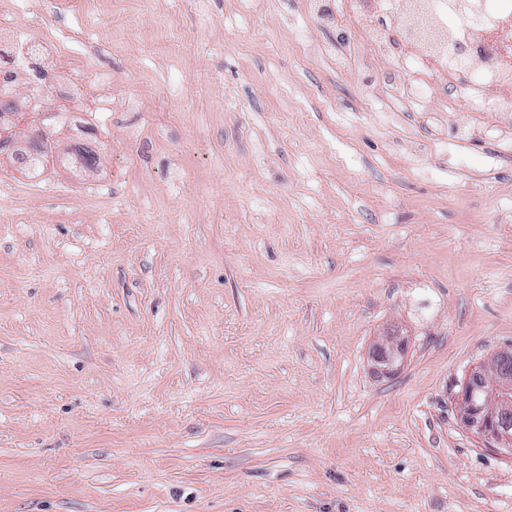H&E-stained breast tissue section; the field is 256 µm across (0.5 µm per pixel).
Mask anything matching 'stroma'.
Returning <instances> with one entry per match:
<instances>
[{
  "label": "stroma",
  "mask_w": 512,
  "mask_h": 512,
  "mask_svg": "<svg viewBox=\"0 0 512 512\" xmlns=\"http://www.w3.org/2000/svg\"><path fill=\"white\" fill-rule=\"evenodd\" d=\"M47 3L136 106L74 101L91 169L0 158V512H512L458 400L512 346L486 113L363 103L305 0ZM384 336L373 348L371 358L377 370L391 375L396 373L402 365L407 341L394 332H387Z\"/></svg>",
  "instance_id": "stroma-1"
}]
</instances>
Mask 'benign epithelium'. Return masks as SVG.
<instances>
[{
    "mask_svg": "<svg viewBox=\"0 0 512 512\" xmlns=\"http://www.w3.org/2000/svg\"><path fill=\"white\" fill-rule=\"evenodd\" d=\"M407 348L404 337L389 332L373 348L376 369L391 375L403 362ZM512 347L501 348L472 370L461 398V419L478 438L512 457V412L503 405L501 393L512 389Z\"/></svg>",
    "mask_w": 512,
    "mask_h": 512,
    "instance_id": "7a95c632",
    "label": "benign epithelium"
}]
</instances>
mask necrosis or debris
I'll return each mask as SVG.
<instances>
[{
    "mask_svg": "<svg viewBox=\"0 0 512 512\" xmlns=\"http://www.w3.org/2000/svg\"><path fill=\"white\" fill-rule=\"evenodd\" d=\"M387 9L396 27L385 23ZM33 12L34 0H17L14 13L0 18V94L23 78L39 95L63 87L94 111H109V104L98 101L82 57L51 28L24 32ZM308 12L319 24L336 27L337 71L365 69V44L387 61L383 84L362 85L364 103H372L384 86L427 112L430 86L440 80L470 111L494 113L499 127L512 128V94H488L493 86L512 87V0H339L334 7L328 0H308Z\"/></svg>",
    "mask_w": 512,
    "mask_h": 512,
    "instance_id": "obj_1",
    "label": "necrosis or debris"
}]
</instances>
